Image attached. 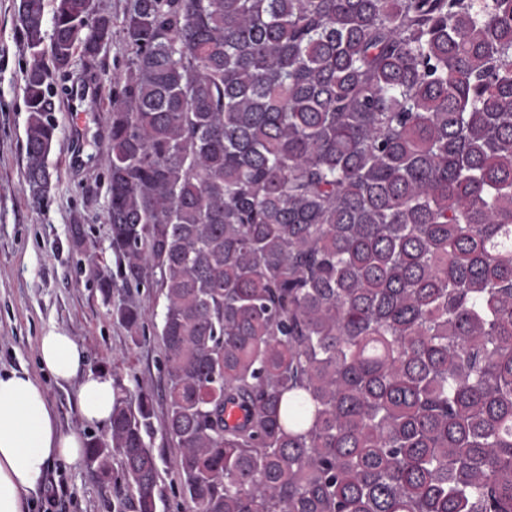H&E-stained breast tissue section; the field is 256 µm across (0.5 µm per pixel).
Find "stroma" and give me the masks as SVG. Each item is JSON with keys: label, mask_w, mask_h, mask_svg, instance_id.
<instances>
[{"label": "stroma", "mask_w": 512, "mask_h": 512, "mask_svg": "<svg viewBox=\"0 0 512 512\" xmlns=\"http://www.w3.org/2000/svg\"><path fill=\"white\" fill-rule=\"evenodd\" d=\"M16 0H0V370L25 369L43 382L59 426L83 436L104 435L105 427L85 423L79 414L80 378L56 383L38 356V340L51 329L72 336L85 352L89 371H117L130 391L154 398L156 417H163L166 380L164 350L159 336L164 300L157 289L141 287L139 299L146 310L139 343L113 318L112 307L122 293L104 302L95 288L87 261L71 251L68 237L74 217H82L89 241L99 260L112 264L107 224L105 158L109 151L103 104L92 102L84 112H69L73 84L94 78L102 94H109L112 76L124 63L120 42L111 43L97 60L76 58L70 71L53 79L60 108L54 117L58 138L50 156L55 186L42 204H32L22 175L26 112L22 76L32 62L16 28ZM79 121L84 137L79 152H71L68 136L72 121ZM163 500L158 512H190L192 503L170 468L174 446H155ZM60 495L58 512H113L126 494L119 463H112L111 478L101 481L88 465L54 464L46 474Z\"/></svg>", "instance_id": "stroma-1"}]
</instances>
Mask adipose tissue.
Returning <instances> with one entry per match:
<instances>
[{
    "instance_id": "1",
    "label": "adipose tissue",
    "mask_w": 512,
    "mask_h": 512,
    "mask_svg": "<svg viewBox=\"0 0 512 512\" xmlns=\"http://www.w3.org/2000/svg\"><path fill=\"white\" fill-rule=\"evenodd\" d=\"M38 354L55 381L81 376L78 407L83 420L110 419L112 378L82 374L84 351L72 336L48 331L39 338ZM84 457V438L60 429L43 383L25 370L0 371V512H28L30 496L54 463L75 465Z\"/></svg>"
}]
</instances>
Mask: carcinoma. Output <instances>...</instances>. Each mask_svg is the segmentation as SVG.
I'll list each match as a JSON object with an SVG mask.
<instances>
[{"instance_id":"obj_1","label":"carcinoma","mask_w":512,"mask_h":512,"mask_svg":"<svg viewBox=\"0 0 512 512\" xmlns=\"http://www.w3.org/2000/svg\"><path fill=\"white\" fill-rule=\"evenodd\" d=\"M23 176L51 81L112 78L104 301L164 298L162 433L192 512H512V0H18ZM138 343L145 310L112 311ZM102 479L158 512L154 401L114 380ZM241 416L229 419L226 411Z\"/></svg>"}]
</instances>
